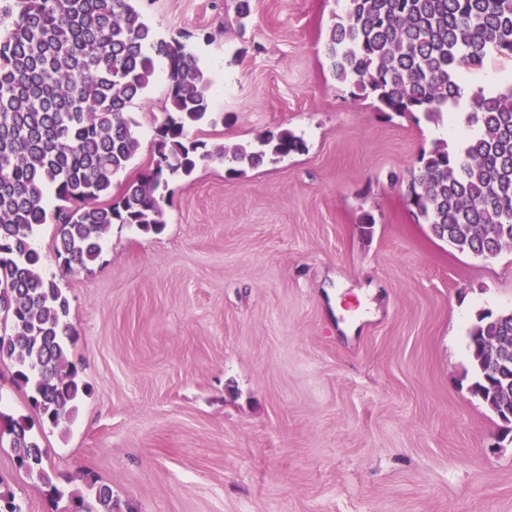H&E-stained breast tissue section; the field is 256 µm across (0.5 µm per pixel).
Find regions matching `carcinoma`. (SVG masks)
Listing matches in <instances>:
<instances>
[{
    "label": "carcinoma",
    "instance_id": "obj_1",
    "mask_svg": "<svg viewBox=\"0 0 512 512\" xmlns=\"http://www.w3.org/2000/svg\"><path fill=\"white\" fill-rule=\"evenodd\" d=\"M136 0H0V361L34 392L42 421L58 424L84 385L67 360L69 300L44 272L34 234L57 225L63 272L96 262L110 227L162 231L161 190L171 175L231 160L251 167L266 152L287 155L301 139L284 130L259 146L212 150L189 130L214 125L210 79L180 40L156 35ZM327 57L336 80L353 83L381 112H421L437 123L459 106L466 74L489 50L512 58V0H347ZM163 62L164 117L152 163L112 201L113 179L141 142L131 108ZM475 133L458 148L440 142L421 155L409 201L431 233L461 253L512 247V85L469 101ZM473 395L512 411V381L490 386L492 356L512 362V310L482 311L469 331ZM0 444L47 486L45 452L24 417L0 413ZM96 512H112L98 486Z\"/></svg>",
    "mask_w": 512,
    "mask_h": 512
}]
</instances>
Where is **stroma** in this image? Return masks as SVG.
<instances>
[{"label": "stroma", "mask_w": 512, "mask_h": 512, "mask_svg": "<svg viewBox=\"0 0 512 512\" xmlns=\"http://www.w3.org/2000/svg\"><path fill=\"white\" fill-rule=\"evenodd\" d=\"M236 4L140 0L212 81L222 120L190 135L287 130L304 147L170 177L163 230L112 225L86 271L61 273L56 227L39 228L85 390L32 429L63 499L5 446L0 492L23 512H64L101 484L113 512H512V442L468 390L467 336L479 311L512 309V248L458 252L409 204L441 127L336 80L325 43L346 0H250L243 23ZM165 102L158 78L134 105L141 147L113 199L152 161ZM13 371L0 362V412L32 416Z\"/></svg>", "instance_id": "1"}]
</instances>
